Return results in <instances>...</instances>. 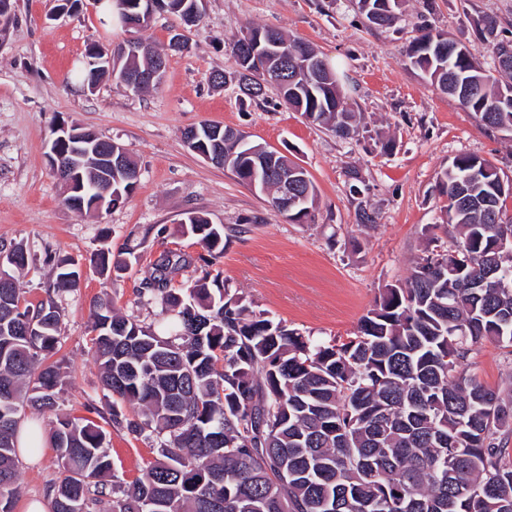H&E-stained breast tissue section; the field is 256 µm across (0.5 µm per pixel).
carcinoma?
I'll list each match as a JSON object with an SVG mask.
<instances>
[{"instance_id": "1", "label": "carcinoma", "mask_w": 512, "mask_h": 512, "mask_svg": "<svg viewBox=\"0 0 512 512\" xmlns=\"http://www.w3.org/2000/svg\"><path fill=\"white\" fill-rule=\"evenodd\" d=\"M404 0H358L368 23L390 29ZM494 18L484 21L489 50L505 39ZM239 82L250 100L275 87L283 103L340 138L359 133L356 113L329 60L309 43L248 27L230 42ZM411 65L431 85L455 97L488 129L512 135V67L504 82L474 64L464 48L430 30L406 48ZM84 84L102 74L86 51ZM153 56L125 57L122 69L154 67ZM196 129L212 152L232 157L231 173L247 187L257 183L280 209L274 174L300 165L260 143L241 144L219 129ZM264 159L270 173L252 167ZM74 174L79 191L64 202L90 211L100 196L96 166L87 159ZM299 203L292 224L314 218L318 190L308 172L295 179ZM453 225L451 251H426L405 284L385 288L345 341L304 336L230 292L213 260L241 229L212 224L190 212L181 233L208 253L162 252L143 290L161 300L173 319L155 332L123 315L109 300L95 303L90 337L104 389L112 396L107 424L139 438L156 434L153 458L142 476L127 482L112 473L104 451L106 431L89 420L57 412L60 367L44 364L56 349L62 319L54 298L26 299L16 276L0 283V510L18 493L15 462L21 408L56 412L49 441L62 477L52 490V512H93L112 496L110 512H512V387L488 388L467 375L474 345L512 347V249L500 241L512 222L498 218L512 182L490 161L453 159L438 178ZM136 184L112 173L113 198L124 203ZM10 270L29 265L19 245H1ZM129 262L98 254L102 274ZM200 270L179 294L173 282ZM498 269L487 288L457 281ZM56 284L77 285L65 260L55 264ZM137 404L131 417L124 403Z\"/></svg>"}]
</instances>
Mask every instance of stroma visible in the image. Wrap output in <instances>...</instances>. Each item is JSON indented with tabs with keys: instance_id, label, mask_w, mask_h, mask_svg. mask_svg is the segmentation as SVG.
I'll return each mask as SVG.
<instances>
[{
	"instance_id": "obj_1",
	"label": "stroma",
	"mask_w": 512,
	"mask_h": 512,
	"mask_svg": "<svg viewBox=\"0 0 512 512\" xmlns=\"http://www.w3.org/2000/svg\"><path fill=\"white\" fill-rule=\"evenodd\" d=\"M58 0H9L0 14V242L31 256L20 284L30 301L45 298L55 260L81 272L78 288L57 294L63 323L51 362L60 364L59 412L104 424L108 399L90 350L93 301L106 295L143 326L159 327L160 300L141 293L150 264L162 251L200 255L181 235L185 213L241 227L217 266L231 292L305 336L353 335L383 288L404 283L430 241L450 246L441 171L455 157L486 158L512 180V139L490 132L414 70L406 46L428 25L464 47L486 70L493 60L481 34L485 16L512 39V0H406L389 31L370 26L357 0H207L201 22L189 28L190 48L167 56L158 89L133 93L112 78L87 90L73 73L93 43L118 45L134 32L107 25L92 0L60 14ZM251 24L271 27L318 48L344 74L343 89L360 115L359 134L332 132L287 109L273 88L245 99L234 78L229 42ZM221 72L223 86L211 77ZM74 123L122 145L137 161L131 197L94 218L70 209L50 162L51 131ZM216 121L246 132L303 166L318 189L309 224L289 223L264 196L231 172L192 152L185 131ZM366 205L374 221L358 225ZM134 253L120 276H101L90 259L101 247ZM467 374L483 385H512V351L491 343L471 354ZM112 470L141 476L151 442L107 430ZM13 512L50 500L61 477L55 448L37 460H18Z\"/></svg>"
}]
</instances>
